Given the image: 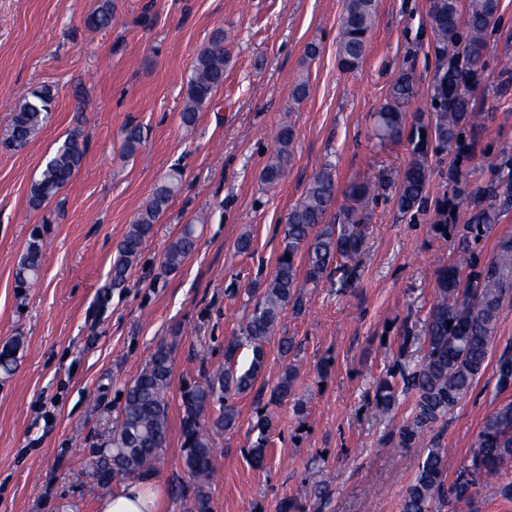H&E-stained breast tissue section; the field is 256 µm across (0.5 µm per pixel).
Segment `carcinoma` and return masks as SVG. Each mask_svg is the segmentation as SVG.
<instances>
[{"instance_id":"1","label":"carcinoma","mask_w":512,"mask_h":512,"mask_svg":"<svg viewBox=\"0 0 512 512\" xmlns=\"http://www.w3.org/2000/svg\"><path fill=\"white\" fill-rule=\"evenodd\" d=\"M499 0H431V20L441 55V75L435 87L436 110L432 116L434 137L444 146L460 144L464 127L478 126L479 116L470 106L469 94L484 49V34L498 19ZM377 17L376 0H346L340 21L339 60L347 69L357 68L367 50V36ZM93 28L112 25V0H100L88 17ZM466 25L467 38L461 41L460 26ZM229 55L224 48V33L219 32L197 54L187 80L181 120L190 127L196 113L211 102L224 81ZM418 95V87L408 74L393 84L390 98L376 112L374 136L381 142L399 141L406 129L405 105ZM55 95L49 86L19 96L11 119L0 129V150L18 152L51 122ZM278 148L262 173L264 182L273 185L288 171L292 157L293 134L288 127L277 136ZM414 157L398 185V208L407 213L423 204L430 179L428 139L415 143ZM84 158V133L72 129L45 163L39 177L31 183L29 201L42 208L76 175ZM182 183V173L172 169L158 184L117 248L112 263V284L119 286L138 264L144 243L153 233L163 210ZM494 197H512V159L499 167L498 178L488 189ZM336 198L334 167L325 165L311 178L303 197L288 212L282 227L281 254L273 277L254 304L245 327L252 348L248 366L238 367L239 344L232 341L224 349V366L206 373L181 391V459L193 483L192 497L179 495L182 512H210V489L215 474L214 437L237 426L239 412L235 400L250 393L258 402L263 391H254L266 362V345L274 341L283 357L294 348V338L277 335L281 314L287 307L302 308L301 290L316 285L333 262L357 255L362 244L359 225L351 217L355 207L343 210V223L328 218ZM499 212L489 205L470 213L466 221L452 225L457 242V257L437 279L438 294L423 322L426 351L420 363L411 366L397 360L387 378L376 386V404L391 410L398 399L393 381L401 379L403 390L416 394L412 416L400 427L403 442L415 440L422 431L444 420L472 389L485 369L501 308L512 299V245L504 244L499 254L479 265L472 259L471 246L490 235ZM49 221L34 225L14 269V284L19 300L39 280ZM197 241L194 225H187L169 245L164 267L178 269L194 250ZM302 263L295 264V258ZM23 338L11 337L0 343V375L7 378L17 368ZM175 343L160 342L149 364L126 389L118 425L103 440L88 464L91 478L102 488L116 478L148 479L167 445L168 392L173 373ZM498 388H512V352L504 351L496 363ZM296 369L285 366L271 389L268 403L291 396ZM272 419L258 415L253 430L257 437L249 454L258 465L265 458ZM512 468V401L486 417L467 463L453 479H448L447 451L430 448L418 464L412 484L402 502V512H462L470 505L485 479Z\"/></svg>"}]
</instances>
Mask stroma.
<instances>
[{
    "instance_id": "1",
    "label": "stroma",
    "mask_w": 512,
    "mask_h": 512,
    "mask_svg": "<svg viewBox=\"0 0 512 512\" xmlns=\"http://www.w3.org/2000/svg\"><path fill=\"white\" fill-rule=\"evenodd\" d=\"M345 0H113L112 24L87 26L96 0H0V127L19 95L56 92L50 124L17 153L0 152V341L24 336L16 371L0 380V512H99L109 490L88 462L120 417L125 388L163 340H176L169 391L170 430L156 466L163 512H182L180 389L224 363V344L242 337L277 265L280 226L325 164L336 174L335 211L351 184L370 187L355 214L363 244L353 260L303 290L301 311L285 309L280 329L295 348L266 347L257 387L272 388L285 365L298 371L291 397L268 405L273 419L263 466L246 450L256 438L257 404L238 398L239 423L215 450L211 512H401L407 487L432 447L447 449L448 471L470 456L485 418L512 401L497 388L496 362L512 349V303L504 306L487 365L445 421L405 443L399 428L415 396L389 414L373 403L396 359L417 363L419 338L437 278L456 244L442 225L459 224L470 199L512 157V0H499L471 102L484 120L461 146L431 143V177L421 208L401 213L397 187L413 158L411 133L433 112L439 75L430 0H378L365 58L341 66L338 36ZM224 30L230 62L224 83L185 132L180 112L198 51ZM316 45V58L306 56ZM421 89L407 107V135L383 144L374 114L400 73ZM310 91L300 101L295 85ZM141 125L133 156L127 126ZM83 129L86 150L73 180L44 208L29 187L58 140ZM294 132L288 172L261 179L282 127ZM182 184L121 286L112 261L130 224L170 169ZM56 222L39 282L26 301L13 288L29 229ZM197 244L183 264L163 257L184 225ZM250 248L239 252L241 237ZM415 341L403 343L405 333ZM328 485L318 507L311 487Z\"/></svg>"
}]
</instances>
